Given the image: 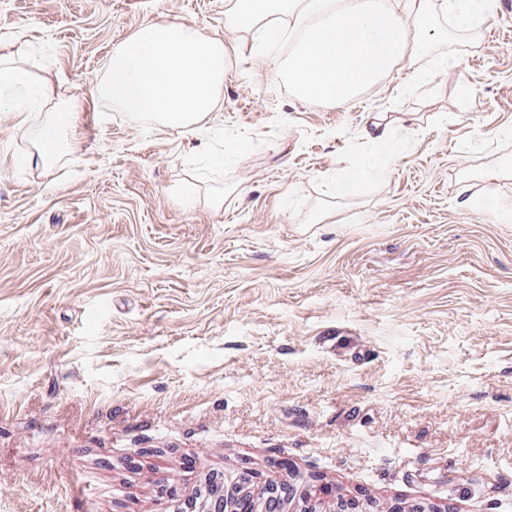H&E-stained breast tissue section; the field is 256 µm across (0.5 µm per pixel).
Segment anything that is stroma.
I'll return each mask as SVG.
<instances>
[{
	"mask_svg": "<svg viewBox=\"0 0 512 512\" xmlns=\"http://www.w3.org/2000/svg\"><path fill=\"white\" fill-rule=\"evenodd\" d=\"M429 2L424 51L336 106L278 76L295 15L258 58L225 0H0V53L57 92L22 125L0 92V512H215L294 478L512 512V0ZM173 19L228 40L224 82L146 130L96 85ZM71 102L76 139L31 162Z\"/></svg>",
	"mask_w": 512,
	"mask_h": 512,
	"instance_id": "stroma-1",
	"label": "stroma"
}]
</instances>
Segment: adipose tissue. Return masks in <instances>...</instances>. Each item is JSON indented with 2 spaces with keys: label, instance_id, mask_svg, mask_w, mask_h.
Masks as SVG:
<instances>
[{
  "label": "adipose tissue",
  "instance_id": "ef3b65f1",
  "mask_svg": "<svg viewBox=\"0 0 512 512\" xmlns=\"http://www.w3.org/2000/svg\"><path fill=\"white\" fill-rule=\"evenodd\" d=\"M297 6V0H226L225 19L232 31L270 33ZM427 12L428 0H408L402 17L370 0H348L344 9L330 12L311 30L284 74L300 95L346 103L361 87L422 51V40L408 32ZM75 121L73 108L56 110L38 132L36 157L51 159Z\"/></svg>",
  "mask_w": 512,
  "mask_h": 512
}]
</instances>
